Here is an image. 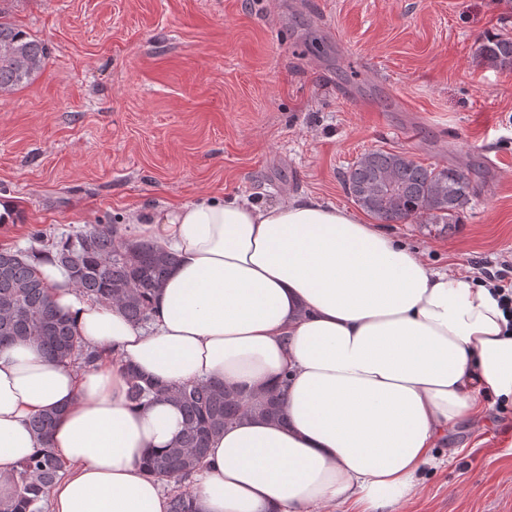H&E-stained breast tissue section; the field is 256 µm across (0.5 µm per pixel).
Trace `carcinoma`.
Segmentation results:
<instances>
[{
	"mask_svg": "<svg viewBox=\"0 0 512 512\" xmlns=\"http://www.w3.org/2000/svg\"><path fill=\"white\" fill-rule=\"evenodd\" d=\"M18 52L0 53V90L11 91L30 83L44 67L45 45L20 26L0 15V47ZM479 56L491 68L512 66V38L499 35L482 39ZM345 187L354 202L382 224H406L418 218L436 229L458 222L469 205L473 185L460 167H425L397 152L372 150L350 167ZM65 267L81 293L91 302L117 306L126 318L145 325L154 298L178 262L177 256L150 238L124 237L115 224H98L60 238L50 248L31 251L0 249V347L32 342L49 358L79 368L95 365L102 353L87 349L73 321L54 304L52 288L37 272L43 254ZM128 400H173L185 415V428L168 449L152 455L146 465L159 478L182 483L199 469L213 434L242 417L277 421L282 415L283 393L274 388L252 393L222 382L188 381L165 386L154 383L130 366L124 367ZM57 412L32 416L29 429L47 441ZM65 471V462L43 447L14 469V495L0 500V512H40L34 507L44 488ZM190 489L174 493L168 512H194Z\"/></svg>",
	"mask_w": 512,
	"mask_h": 512,
	"instance_id": "obj_1",
	"label": "carcinoma"
}]
</instances>
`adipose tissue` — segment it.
<instances>
[{
  "instance_id": "obj_1",
  "label": "adipose tissue",
  "mask_w": 512,
  "mask_h": 512,
  "mask_svg": "<svg viewBox=\"0 0 512 512\" xmlns=\"http://www.w3.org/2000/svg\"><path fill=\"white\" fill-rule=\"evenodd\" d=\"M129 221L179 256L149 326L38 265L85 345L112 360L78 369L31 344L0 348V499L41 446L29 418L55 409L48 444L71 471L45 512H167L145 461L184 417L169 400L132 406L126 365L164 385L286 387L283 423L246 417L213 439L191 478L196 512H402L449 427L512 403V323L492 290L349 210L236 197Z\"/></svg>"
}]
</instances>
